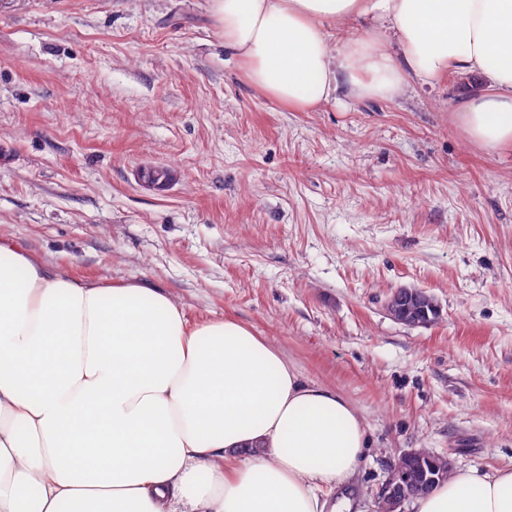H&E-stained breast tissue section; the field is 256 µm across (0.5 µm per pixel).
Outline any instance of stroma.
I'll return each instance as SVG.
<instances>
[{
  "label": "stroma",
  "instance_id": "stroma-1",
  "mask_svg": "<svg viewBox=\"0 0 512 512\" xmlns=\"http://www.w3.org/2000/svg\"><path fill=\"white\" fill-rule=\"evenodd\" d=\"M208 0H0V235L80 281L230 318L363 419L357 512L403 454L512 464V148L457 129L485 86L292 112L245 80ZM168 165L177 179L147 186ZM416 287L441 308L385 311ZM401 297V306L396 310H386L388 316L394 321L408 326L429 325L426 315L429 304L426 294L419 289L403 287L396 290ZM425 310L424 312L421 310Z\"/></svg>",
  "mask_w": 512,
  "mask_h": 512
}]
</instances>
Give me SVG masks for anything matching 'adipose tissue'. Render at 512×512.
I'll list each match as a JSON object with an SVG mask.
<instances>
[{
  "instance_id": "ef3b65f1",
  "label": "adipose tissue",
  "mask_w": 512,
  "mask_h": 512,
  "mask_svg": "<svg viewBox=\"0 0 512 512\" xmlns=\"http://www.w3.org/2000/svg\"><path fill=\"white\" fill-rule=\"evenodd\" d=\"M210 4L247 82L289 110L454 70L489 85L456 110L466 137L512 145V0ZM367 448L351 404L248 326H189L158 289L77 281L0 241V512H328ZM411 506L512 512V468L454 472Z\"/></svg>"
}]
</instances>
